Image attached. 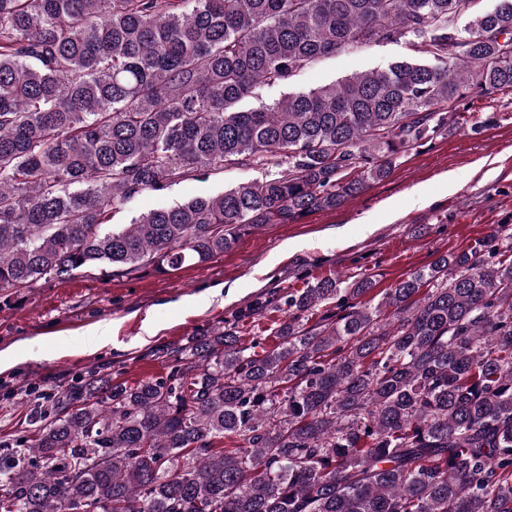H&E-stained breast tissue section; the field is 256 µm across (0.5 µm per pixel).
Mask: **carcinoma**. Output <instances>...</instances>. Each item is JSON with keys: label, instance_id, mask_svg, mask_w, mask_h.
Segmentation results:
<instances>
[{"label": "carcinoma", "instance_id": "obj_1", "mask_svg": "<svg viewBox=\"0 0 512 512\" xmlns=\"http://www.w3.org/2000/svg\"><path fill=\"white\" fill-rule=\"evenodd\" d=\"M478 3L0 0V303L87 270L202 265L340 208L463 127L470 89L512 93V0ZM408 36L411 58L247 105ZM231 166L261 176L110 223ZM374 290L363 272L286 292L269 347L239 334L277 307L258 298L161 377L91 374L34 405V432L0 435V512H512V232Z\"/></svg>", "mask_w": 512, "mask_h": 512}]
</instances>
